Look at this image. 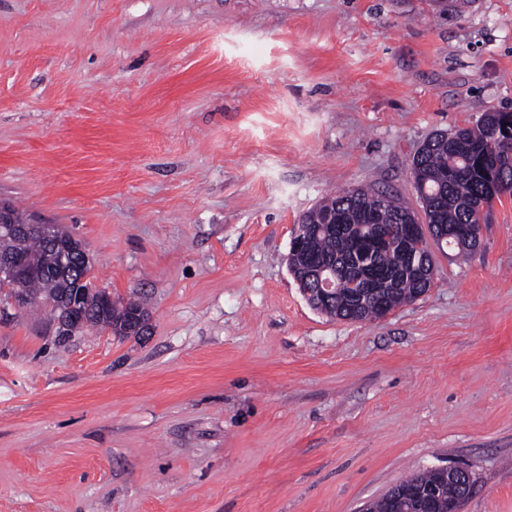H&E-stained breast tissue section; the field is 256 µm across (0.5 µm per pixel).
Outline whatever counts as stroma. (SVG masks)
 <instances>
[{
    "instance_id": "1",
    "label": "stroma",
    "mask_w": 512,
    "mask_h": 512,
    "mask_svg": "<svg viewBox=\"0 0 512 512\" xmlns=\"http://www.w3.org/2000/svg\"><path fill=\"white\" fill-rule=\"evenodd\" d=\"M512 112V0H0V201L143 336L0 299V512H361L463 466L512 512V196L385 319L309 306L301 216L419 209L431 134Z\"/></svg>"
}]
</instances>
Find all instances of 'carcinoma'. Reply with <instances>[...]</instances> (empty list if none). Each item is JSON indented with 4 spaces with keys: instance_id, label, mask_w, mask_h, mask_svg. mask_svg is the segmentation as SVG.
Returning <instances> with one entry per match:
<instances>
[{
    "instance_id": "carcinoma-1",
    "label": "carcinoma",
    "mask_w": 512,
    "mask_h": 512,
    "mask_svg": "<svg viewBox=\"0 0 512 512\" xmlns=\"http://www.w3.org/2000/svg\"><path fill=\"white\" fill-rule=\"evenodd\" d=\"M504 136L499 127L497 112H485L472 128H458L450 132L439 131L423 144V150L413 155L410 171L417 189L425 223L428 228L448 229V246L465 255L475 251L473 241L458 234L467 224H480L486 219V212L494 200L505 195L512 196V163H504L497 172H492L486 161L493 156ZM332 209L344 217L346 224L377 225L386 227L404 224L416 219V214L383 191H368L354 188L326 199L306 212L300 224L313 234L308 243V257L326 264H340L351 257L354 242L345 235L321 233L325 210ZM23 250L34 262L49 270L55 263L50 240L39 234H32L24 240ZM370 261L388 274L381 284L382 298L393 304H403L411 299L419 288L420 280L406 270L404 246L392 238L384 246L374 250ZM90 266L74 255L73 268L68 277L49 282L48 275L35 276L25 282L29 293L42 299L47 288H69L87 277ZM355 282L340 277L336 288V299L323 306L321 312L334 316L336 312H349L350 294ZM148 313L145 303L134 301L132 309L122 304L110 309L93 308L84 317L88 327L110 328L131 325L133 313Z\"/></svg>"
}]
</instances>
